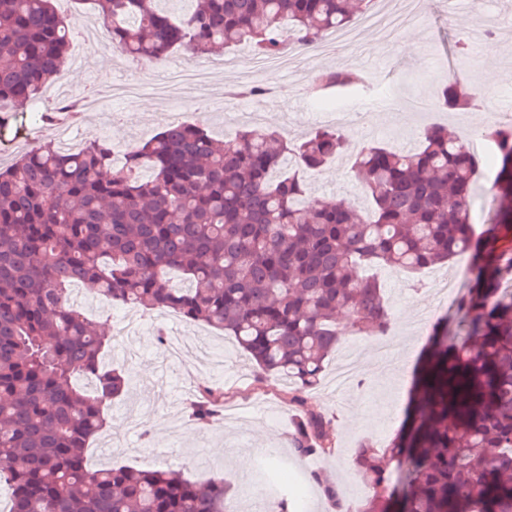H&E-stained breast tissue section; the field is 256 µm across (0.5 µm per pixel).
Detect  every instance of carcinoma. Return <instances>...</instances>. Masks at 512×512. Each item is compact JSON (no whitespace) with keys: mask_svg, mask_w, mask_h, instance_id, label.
Wrapping results in <instances>:
<instances>
[{"mask_svg":"<svg viewBox=\"0 0 512 512\" xmlns=\"http://www.w3.org/2000/svg\"><path fill=\"white\" fill-rule=\"evenodd\" d=\"M55 0H0V130L16 121L65 120L35 107L67 64L74 25ZM159 0H93L112 48L131 60L186 47L207 53L245 43L260 56L289 41L312 45L356 16L359 0H189L180 20ZM364 82L353 70L317 75L327 99ZM480 95L455 81L438 104L454 111ZM499 165L494 187L512 195V126L487 129ZM347 148L337 129L288 142L268 130L217 139L200 123L171 125L129 146L120 162L94 140L69 153L34 147L0 167V470L8 512H229L223 481L201 486L172 469L90 472V439L129 381L108 369L109 338L69 303L84 283L108 305L169 310L233 336L257 374L290 382L300 408L296 456H330L325 417L308 408L326 361L349 333L381 336L390 312L372 266L408 272L468 253L472 266L452 313L432 327L417 383L424 413L390 448L398 471L363 446L365 512H512V208L482 235L471 217L475 154L440 127L398 151L370 143L351 170L371 210L338 200L305 204L304 181L272 173L283 157L318 171ZM148 169L150 174L142 176ZM176 272L187 283L170 284ZM78 376L94 379L89 392ZM220 389H204L191 415L208 424ZM331 506L343 491L319 473Z\"/></svg>","mask_w":512,"mask_h":512,"instance_id":"1","label":"carcinoma"}]
</instances>
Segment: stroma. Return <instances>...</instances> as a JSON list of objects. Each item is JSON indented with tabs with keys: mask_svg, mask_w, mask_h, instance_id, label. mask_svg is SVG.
I'll return each mask as SVG.
<instances>
[{
	"mask_svg": "<svg viewBox=\"0 0 512 512\" xmlns=\"http://www.w3.org/2000/svg\"><path fill=\"white\" fill-rule=\"evenodd\" d=\"M64 17H75L67 62L68 85L74 95L90 87L120 84L146 76L150 61L134 63L117 53L85 51L87 37L95 35L97 12L91 0H58ZM495 28L494 41L503 53L496 70H488L486 42L477 33ZM512 0H481L466 13L431 10L419 15L403 30L358 31L354 46L315 55L292 67L270 72L266 95L234 99L232 117L220 115L218 102L229 99V91L252 84L246 68L225 69L230 55L250 56L248 47L197 54L180 48L168 57L169 69H205L211 75V108L200 121L215 137L233 135L252 128L251 113L263 116V125L278 129L294 141L321 127L329 110H314L310 92L317 73L332 69L354 70L367 77L356 97H375L376 102L361 122L343 127L348 148L345 155L316 172L304 173L309 199L334 201L349 199L367 207L351 172L350 157L366 144L379 142L391 148L419 146L427 128L445 126L461 139L480 135L488 125L505 120L507 101L512 100ZM454 80L485 93L489 102L467 111L436 108L409 112L387 108L377 99L380 88L418 96L429 95L434 84ZM189 96L181 87H171L166 100L149 95L103 101L102 112H81L70 120L68 134H59L55 124H39L26 132L25 142L11 144L0 137V164L9 165L26 150L51 143L85 145L94 139L134 144L162 131L172 113L185 111ZM478 174L474 185L473 219L475 231H482L497 219L500 200L491 189L496 174L493 155H477ZM468 257L410 275L399 269L380 266L374 271L386 304L392 312L390 335L403 337L407 353L393 361L381 358L371 336L346 335L341 349H356L360 357L357 384L340 391L328 379H321L311 393V403L328 420L327 431L336 443V452L321 457V470L342 486L347 512H363L368 488L353 465L348 451L369 446L389 469L397 462L389 445L404 424L415 394L416 369L424 357L429 333L417 331V318L427 325L450 313V305L437 301V291L462 287ZM80 311L99 322L109 335H116L118 322L133 317L135 331L129 355L108 348L107 365L130 376L125 394L112 400L106 409L107 424L88 448V466L96 470L109 466L141 469L171 468L191 480L226 481L234 512H277L276 495L256 479L262 462L277 459L281 468L296 475L308 472L301 458L291 450V433L297 411L288 403L281 378L258 377L254 367L233 337L200 324L186 323L172 313H160L124 306L105 307L87 287L72 292ZM185 336L187 348L182 362L167 360V346L158 331ZM221 388L233 394V403L224 407L222 420L197 424L189 416V406L203 387Z\"/></svg>",
	"mask_w": 512,
	"mask_h": 512,
	"instance_id": "stroma-1",
	"label": "stroma"
}]
</instances>
